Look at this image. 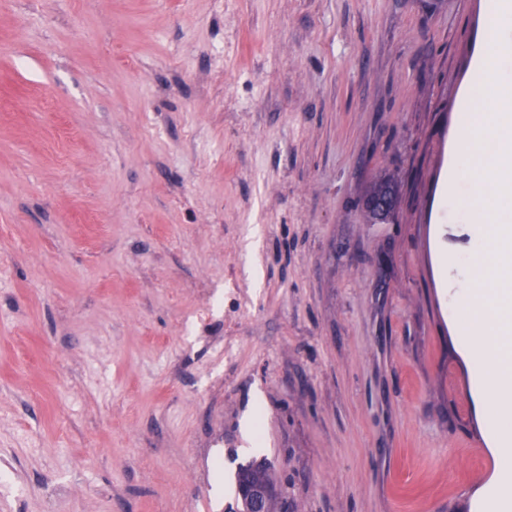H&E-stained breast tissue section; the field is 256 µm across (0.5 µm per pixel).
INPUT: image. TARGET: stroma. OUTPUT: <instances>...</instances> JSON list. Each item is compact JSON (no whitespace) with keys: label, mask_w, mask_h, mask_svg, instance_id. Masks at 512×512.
Segmentation results:
<instances>
[{"label":"stroma","mask_w":512,"mask_h":512,"mask_svg":"<svg viewBox=\"0 0 512 512\" xmlns=\"http://www.w3.org/2000/svg\"><path fill=\"white\" fill-rule=\"evenodd\" d=\"M485 0H0V512H471L442 197ZM390 174L403 195L370 222ZM240 495L248 505V512H271V505L277 492L275 485L247 482L242 485ZM276 508L277 499L273 502V512Z\"/></svg>","instance_id":"35a3bbf8"}]
</instances>
